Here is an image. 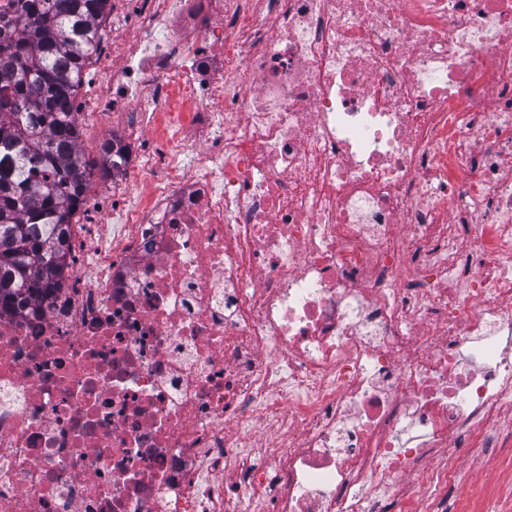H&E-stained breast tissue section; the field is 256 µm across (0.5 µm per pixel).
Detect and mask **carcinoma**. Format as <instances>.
Returning a JSON list of instances; mask_svg holds the SVG:
<instances>
[{
    "label": "carcinoma",
    "instance_id": "1",
    "mask_svg": "<svg viewBox=\"0 0 512 512\" xmlns=\"http://www.w3.org/2000/svg\"><path fill=\"white\" fill-rule=\"evenodd\" d=\"M0 16V312L61 285L69 227L95 175L82 152L75 93L110 0H18ZM101 173L127 162L102 146Z\"/></svg>",
    "mask_w": 512,
    "mask_h": 512
}]
</instances>
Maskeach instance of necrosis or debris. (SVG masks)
I'll return each mask as SVG.
<instances>
[{
    "instance_id": "4bbe7bcc",
    "label": "necrosis or debris",
    "mask_w": 512,
    "mask_h": 512,
    "mask_svg": "<svg viewBox=\"0 0 512 512\" xmlns=\"http://www.w3.org/2000/svg\"><path fill=\"white\" fill-rule=\"evenodd\" d=\"M149 2L110 221L0 314V512H512V0ZM459 470L457 479L448 487V500L452 503L460 492L478 483L483 476L482 470L473 468L468 461H461Z\"/></svg>"
}]
</instances>
